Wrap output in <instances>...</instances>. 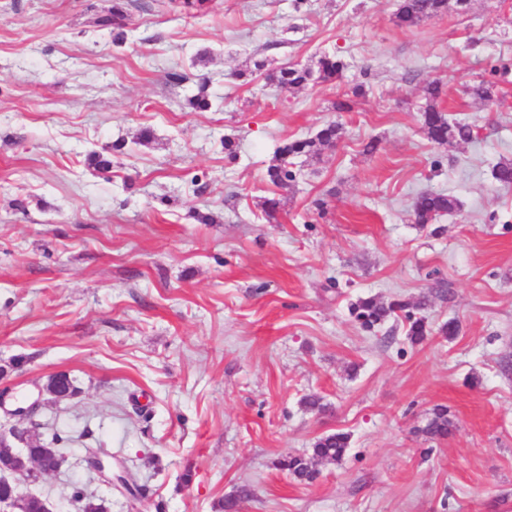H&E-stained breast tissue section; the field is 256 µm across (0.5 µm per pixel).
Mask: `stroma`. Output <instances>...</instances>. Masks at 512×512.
<instances>
[{
    "label": "stroma",
    "mask_w": 512,
    "mask_h": 512,
    "mask_svg": "<svg viewBox=\"0 0 512 512\" xmlns=\"http://www.w3.org/2000/svg\"><path fill=\"white\" fill-rule=\"evenodd\" d=\"M112 2L0 0V432L32 405L30 434L76 437L21 489L52 512H74L76 483L108 512H222L238 493L239 512H512V187L492 177L512 160V0L412 28L395 0H209L194 15L120 0L119 45L96 24ZM324 53L348 64L337 83L267 77ZM438 78L472 141L422 130ZM480 80L494 102L465 93ZM201 90L204 112L188 105ZM330 121L336 145L270 183L276 148ZM425 191L457 210L415 224ZM368 297L421 303L430 335L411 343L402 318L364 330L350 305ZM60 371L76 394L39 397ZM441 406L453 427L433 439ZM335 432L351 446L314 482L277 468ZM89 447L138 499L86 464Z\"/></svg>",
    "instance_id": "stroma-1"
}]
</instances>
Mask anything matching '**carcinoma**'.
I'll return each instance as SVG.
<instances>
[{
    "label": "carcinoma",
    "mask_w": 512,
    "mask_h": 512,
    "mask_svg": "<svg viewBox=\"0 0 512 512\" xmlns=\"http://www.w3.org/2000/svg\"><path fill=\"white\" fill-rule=\"evenodd\" d=\"M449 0H398L394 18L397 25L411 28L420 23L448 11ZM125 15L120 4L115 3L106 14L99 17L98 24L112 31L113 42L123 41ZM347 64L338 54H322L311 66L301 68L288 67L279 70V74L270 76L280 85L303 86L311 81L333 82L342 78ZM443 81L436 79L426 88L429 104L423 109V130L434 143L445 146L467 141L473 138L471 125L452 120L440 111L436 101L440 96ZM469 94L482 101H491L494 96V85L481 81L468 88ZM341 135V127L330 122L324 125L313 137L295 139L285 143L275 151V163L267 170L269 181L277 187H287L296 178L294 159L309 158L320 153L325 147H331ZM457 200L444 193L427 192L421 194L414 204V218L417 224H431L439 217L455 211ZM421 303H412L402 299L389 302L376 297L360 299L351 304V313L360 325L371 331L389 319L404 316L408 321L407 335L415 342L421 341L427 335L428 329L424 318L418 317L415 311L422 308ZM452 422L448 419V410L439 408L425 428L431 437H445L450 432ZM350 447V436L336 432L319 438L312 448V454L305 456H285L278 465L288 472L293 479L300 482H310L317 476L312 468L314 461L330 464L340 462ZM25 454L36 461L42 470L53 469L52 458L45 455L40 442L32 441ZM71 501L77 506L78 512H106L104 500L87 492L82 486L75 484L71 488Z\"/></svg>",
    "instance_id": "carcinoma-1"
}]
</instances>
